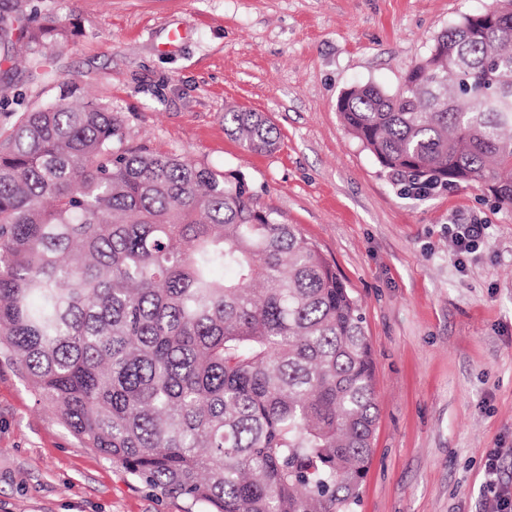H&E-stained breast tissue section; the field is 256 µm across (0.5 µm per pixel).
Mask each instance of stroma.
<instances>
[{
    "label": "stroma",
    "instance_id": "1",
    "mask_svg": "<svg viewBox=\"0 0 512 512\" xmlns=\"http://www.w3.org/2000/svg\"><path fill=\"white\" fill-rule=\"evenodd\" d=\"M490 0H21L66 40L46 65L0 49V101L61 94L118 114L127 146L245 176L358 301L375 361L373 456L353 512H480L495 448L512 480V209L489 188L403 195L344 128L355 84L396 91L435 38ZM181 32L170 42L171 31ZM264 113L247 151L224 112ZM487 225L458 264L452 228ZM0 512H202L83 443L0 347ZM224 125L251 152L268 153L277 148L274 127L260 112L228 109L224 112Z\"/></svg>",
    "mask_w": 512,
    "mask_h": 512
}]
</instances>
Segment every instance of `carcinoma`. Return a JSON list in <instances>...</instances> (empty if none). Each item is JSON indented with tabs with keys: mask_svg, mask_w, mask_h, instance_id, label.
Listing matches in <instances>:
<instances>
[{
	"mask_svg": "<svg viewBox=\"0 0 512 512\" xmlns=\"http://www.w3.org/2000/svg\"><path fill=\"white\" fill-rule=\"evenodd\" d=\"M464 17L387 92L354 85L345 129L426 196L487 184L512 207V0ZM0 15L37 64L51 25ZM251 152L260 112L229 109ZM92 99L0 132V343L88 448L205 512H346L372 454L374 359L336 267L245 178L124 146Z\"/></svg>",
	"mask_w": 512,
	"mask_h": 512,
	"instance_id": "1",
	"label": "carcinoma"
}]
</instances>
